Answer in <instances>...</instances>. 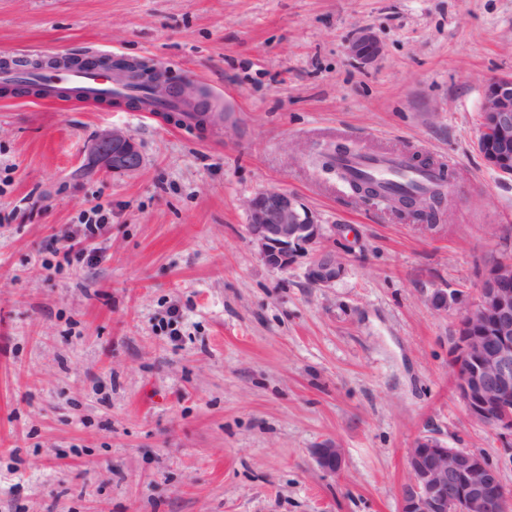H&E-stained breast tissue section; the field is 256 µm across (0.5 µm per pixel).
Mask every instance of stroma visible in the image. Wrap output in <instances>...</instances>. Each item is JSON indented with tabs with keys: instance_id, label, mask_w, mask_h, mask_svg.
<instances>
[{
	"instance_id": "stroma-1",
	"label": "stroma",
	"mask_w": 512,
	"mask_h": 512,
	"mask_svg": "<svg viewBox=\"0 0 512 512\" xmlns=\"http://www.w3.org/2000/svg\"><path fill=\"white\" fill-rule=\"evenodd\" d=\"M381 54L348 53L360 29ZM161 66L223 126L0 89V512H400L435 433L512 462L454 391L455 312L512 253V181L477 152L483 90L512 72V0H0V66L55 56ZM119 127L144 159L87 163ZM426 156L450 177L431 236L355 199L324 145ZM280 189L343 275L272 269L246 202ZM98 260L57 253L91 206ZM334 443L342 469L314 449ZM313 455L318 466L331 474H337L342 467V454L340 448L330 443L326 448L314 449Z\"/></svg>"
}]
</instances>
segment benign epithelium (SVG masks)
<instances>
[{
  "mask_svg": "<svg viewBox=\"0 0 512 512\" xmlns=\"http://www.w3.org/2000/svg\"><path fill=\"white\" fill-rule=\"evenodd\" d=\"M350 55L372 62L381 53L375 34L365 28L349 42ZM119 68L132 71L158 95L166 94L164 75L156 68L141 69L105 59L90 68L103 78ZM512 143V74L499 75L487 85L480 106L476 149L500 177L512 179V162L504 149ZM93 166L114 173L140 169L143 157L131 135L122 128L105 130L89 149ZM250 243L271 268L283 272L306 260L305 278L319 288L331 287L342 275L341 262L324 246L323 225L292 194L270 189L247 202ZM441 312L455 303L446 288L429 298ZM455 393L471 421L488 429L512 461V260L494 261L483 277L475 299L459 313L451 349ZM318 466L331 474L342 467L334 444L316 448ZM408 482L401 492L400 512H507L512 503L502 496L497 467L480 453L450 448L436 436L418 437L406 457Z\"/></svg>",
  "mask_w": 512,
  "mask_h": 512,
  "instance_id": "7a95c632",
  "label": "benign epithelium"
}]
</instances>
